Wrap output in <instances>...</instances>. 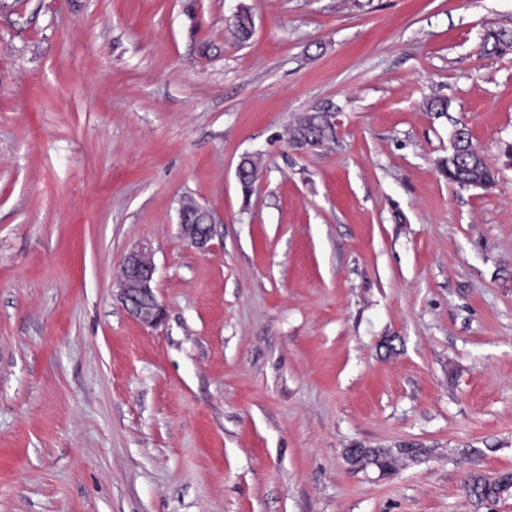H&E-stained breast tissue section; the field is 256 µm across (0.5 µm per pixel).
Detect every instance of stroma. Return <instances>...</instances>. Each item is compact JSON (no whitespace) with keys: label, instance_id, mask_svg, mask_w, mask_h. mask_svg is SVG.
<instances>
[{"label":"stroma","instance_id":"obj_1","mask_svg":"<svg viewBox=\"0 0 512 512\" xmlns=\"http://www.w3.org/2000/svg\"><path fill=\"white\" fill-rule=\"evenodd\" d=\"M491 27L512 0L0 11V512H512L466 488L512 472V51H483ZM316 111L333 137L293 148ZM462 126L492 188L439 171ZM184 198L221 218L207 251ZM142 243L155 328L116 296ZM352 465L366 467L375 465L381 471H393L396 469L398 458L389 450L383 448H350L346 451Z\"/></svg>","mask_w":512,"mask_h":512}]
</instances>
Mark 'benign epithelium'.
<instances>
[{
	"label": "benign epithelium",
	"instance_id": "benign-epithelium-1",
	"mask_svg": "<svg viewBox=\"0 0 512 512\" xmlns=\"http://www.w3.org/2000/svg\"><path fill=\"white\" fill-rule=\"evenodd\" d=\"M216 224L207 208L187 201L179 208V233L193 247L205 251ZM156 267L152 253L145 246H136L125 255L122 274L117 282V296L129 314L141 323L156 327L165 317L163 306L154 292Z\"/></svg>",
	"mask_w": 512,
	"mask_h": 512
}]
</instances>
